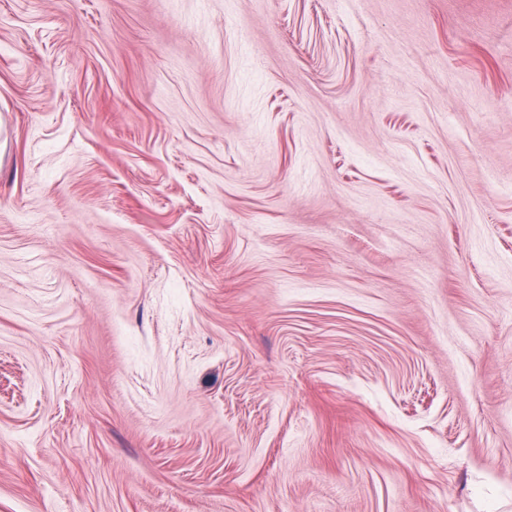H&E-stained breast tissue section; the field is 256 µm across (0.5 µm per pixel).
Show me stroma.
I'll use <instances>...</instances> for the list:
<instances>
[{
    "label": "stroma",
    "mask_w": 512,
    "mask_h": 512,
    "mask_svg": "<svg viewBox=\"0 0 512 512\" xmlns=\"http://www.w3.org/2000/svg\"><path fill=\"white\" fill-rule=\"evenodd\" d=\"M0 512H512V0H0Z\"/></svg>",
    "instance_id": "obj_1"
}]
</instances>
